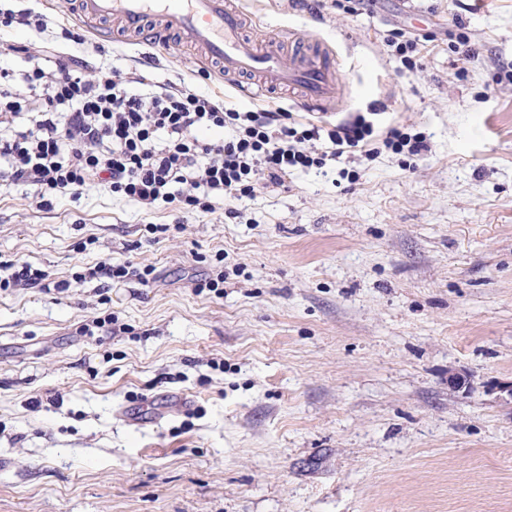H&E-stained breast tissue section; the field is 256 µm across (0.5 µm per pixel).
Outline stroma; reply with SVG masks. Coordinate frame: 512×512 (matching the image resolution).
I'll return each mask as SVG.
<instances>
[{"label": "stroma", "mask_w": 512, "mask_h": 512, "mask_svg": "<svg viewBox=\"0 0 512 512\" xmlns=\"http://www.w3.org/2000/svg\"><path fill=\"white\" fill-rule=\"evenodd\" d=\"M242 2L254 36L311 31L335 49L327 123H399L431 150L412 169L353 163L355 180L296 170L209 212L0 186V258L67 285L0 290V512H512V83L493 79L512 63V0H375L358 16ZM0 8L82 25L66 52L104 68L304 115L283 90L240 97L194 48L98 37L71 0ZM395 24L426 36L421 69L385 46ZM462 27L478 61L453 50ZM110 259L153 277L78 279ZM219 269L222 295L197 292ZM106 313L116 334H83ZM178 393L191 409L120 416Z\"/></svg>", "instance_id": "1"}]
</instances>
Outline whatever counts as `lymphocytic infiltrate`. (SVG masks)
Wrapping results in <instances>:
<instances>
[{
    "mask_svg": "<svg viewBox=\"0 0 512 512\" xmlns=\"http://www.w3.org/2000/svg\"><path fill=\"white\" fill-rule=\"evenodd\" d=\"M85 41L64 25L24 68L0 65V184L72 198L100 185L144 210L208 211L217 198L281 187L293 170L385 152L416 161L431 150L424 133L400 125L379 134L362 116L326 126L277 109H228L137 72L77 63L61 49Z\"/></svg>",
    "mask_w": 512,
    "mask_h": 512,
    "instance_id": "lymphocytic-infiltrate-1",
    "label": "lymphocytic infiltrate"
}]
</instances>
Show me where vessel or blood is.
I'll return each mask as SVG.
<instances>
[{"label":"vessel or blood","instance_id":"1","mask_svg":"<svg viewBox=\"0 0 512 512\" xmlns=\"http://www.w3.org/2000/svg\"><path fill=\"white\" fill-rule=\"evenodd\" d=\"M78 13L87 21H117L145 44L160 35L177 36L203 60L223 63L225 76L254 75L253 87L242 90L245 96L275 87L291 91L308 112L326 115L339 106L343 81L330 46L311 33L302 40L249 36L250 19L237 0H78Z\"/></svg>","mask_w":512,"mask_h":512}]
</instances>
